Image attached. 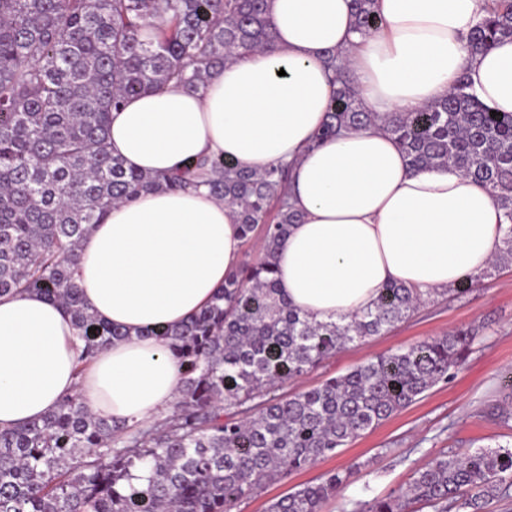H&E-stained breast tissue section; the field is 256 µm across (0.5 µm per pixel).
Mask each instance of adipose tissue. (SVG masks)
I'll return each mask as SVG.
<instances>
[{
  "label": "adipose tissue",
  "instance_id": "1",
  "mask_svg": "<svg viewBox=\"0 0 512 512\" xmlns=\"http://www.w3.org/2000/svg\"><path fill=\"white\" fill-rule=\"evenodd\" d=\"M269 2L272 47L238 50L203 91L172 82L130 97L112 114L113 156L159 175L204 154L256 169L291 164L287 199L301 221L278 245L276 278L316 321L347 323L391 282L440 291L490 267L511 226L474 180L450 166L410 171L376 127L319 136L334 49L368 111H419L464 77L487 107L512 113V40L468 51L490 0H376L382 24L363 38L351 0ZM243 243L233 210L205 188L114 205L82 243L77 282L89 309L129 339L80 375L84 343L58 303L0 296V428L75 394L131 425L171 411L181 369L155 331L206 307L238 269Z\"/></svg>",
  "mask_w": 512,
  "mask_h": 512
}]
</instances>
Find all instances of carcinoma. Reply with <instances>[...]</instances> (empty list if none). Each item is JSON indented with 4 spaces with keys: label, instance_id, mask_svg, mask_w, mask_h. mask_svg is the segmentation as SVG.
<instances>
[{
    "label": "carcinoma",
    "instance_id": "1",
    "mask_svg": "<svg viewBox=\"0 0 512 512\" xmlns=\"http://www.w3.org/2000/svg\"><path fill=\"white\" fill-rule=\"evenodd\" d=\"M268 0H0V295L36 292L59 303L84 341L79 362L129 333L85 306L75 269L86 235L118 203L159 189L205 186L232 207L259 260L226 276L212 302L158 332L183 367L172 413L129 425L74 395L46 416L0 430V512H231L264 483L317 461L450 375L474 336L457 330L379 355L291 397L272 394L349 344L410 316L431 296L380 290L350 322H317L288 303L275 252L300 222L286 198L288 166L254 170L207 157L163 176L108 150L111 112L170 82L198 92L240 48L274 42ZM355 31L379 29L374 0H351ZM512 38V0L491 5L469 37L473 54ZM325 137L377 126L413 171L453 166L512 224V113L492 115L465 78L418 112L365 109L340 51L328 54ZM95 333H90V330ZM260 402H255V399ZM148 471L137 488L135 472ZM334 469L273 499L266 512H321L350 482ZM512 490V448L442 454L412 484L356 512H483Z\"/></svg>",
    "mask_w": 512,
    "mask_h": 512
}]
</instances>
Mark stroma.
<instances>
[{
    "label": "stroma",
    "instance_id": "35a3bbf8",
    "mask_svg": "<svg viewBox=\"0 0 512 512\" xmlns=\"http://www.w3.org/2000/svg\"><path fill=\"white\" fill-rule=\"evenodd\" d=\"M471 331L461 365L416 403L351 442L336 456L266 484L233 512H265L270 500L337 467H355L352 482L322 512H353L357 503L384 499L409 485L433 457L465 454L512 442V430L489 418L492 407L512 409V265L489 268L470 288L434 296L388 332L351 344L278 393L289 396L346 373L369 359L428 341L451 330Z\"/></svg>",
    "mask_w": 512,
    "mask_h": 512
}]
</instances>
